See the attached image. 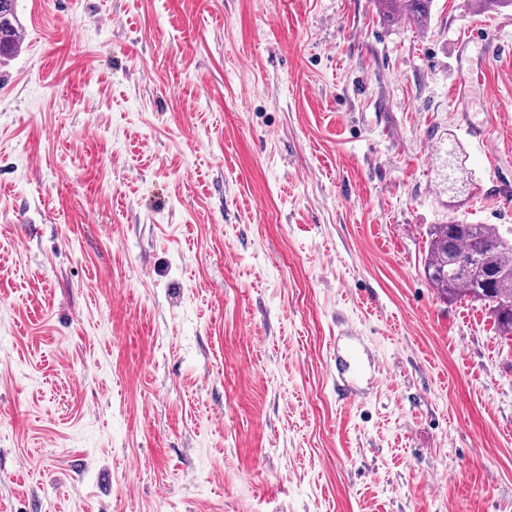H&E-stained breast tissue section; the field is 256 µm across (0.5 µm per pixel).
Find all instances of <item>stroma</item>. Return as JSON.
<instances>
[{
    "label": "stroma",
    "instance_id": "stroma-1",
    "mask_svg": "<svg viewBox=\"0 0 512 512\" xmlns=\"http://www.w3.org/2000/svg\"><path fill=\"white\" fill-rule=\"evenodd\" d=\"M18 10L0 512H512V340L423 274L430 225L512 232V11Z\"/></svg>",
    "mask_w": 512,
    "mask_h": 512
}]
</instances>
